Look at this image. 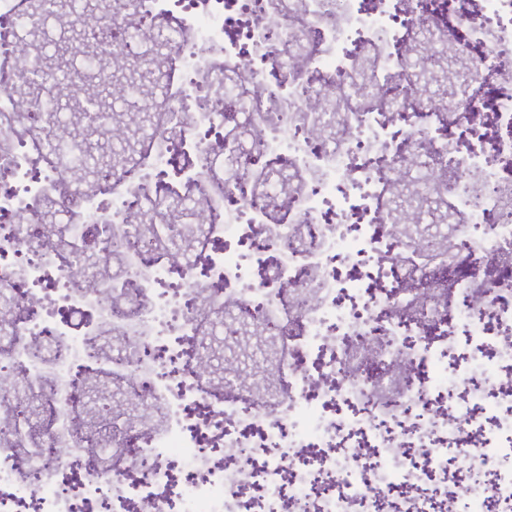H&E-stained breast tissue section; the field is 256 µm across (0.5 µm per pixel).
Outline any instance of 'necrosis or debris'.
Returning a JSON list of instances; mask_svg holds the SVG:
<instances>
[{"label":"necrosis or debris","instance_id":"4bbe7bcc","mask_svg":"<svg viewBox=\"0 0 512 512\" xmlns=\"http://www.w3.org/2000/svg\"><path fill=\"white\" fill-rule=\"evenodd\" d=\"M144 17L167 108L109 193L60 189L81 144L0 150V512H437L449 449L512 435V0H131L119 53ZM48 24L0 0V134ZM454 493L512 512V468Z\"/></svg>","mask_w":512,"mask_h":512}]
</instances>
